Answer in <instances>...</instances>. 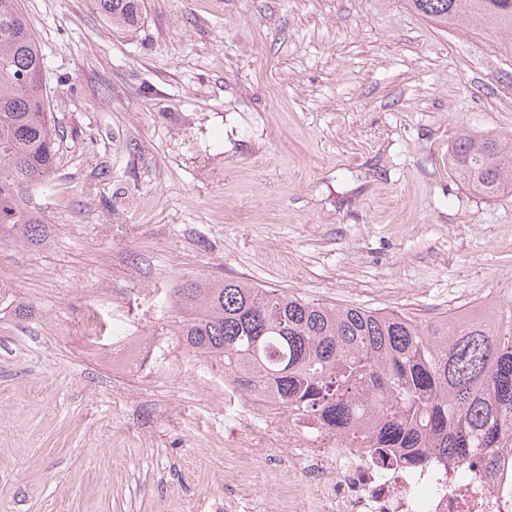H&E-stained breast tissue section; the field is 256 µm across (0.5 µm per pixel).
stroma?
I'll return each instance as SVG.
<instances>
[{"label": "stroma", "mask_w": 512, "mask_h": 512, "mask_svg": "<svg viewBox=\"0 0 512 512\" xmlns=\"http://www.w3.org/2000/svg\"><path fill=\"white\" fill-rule=\"evenodd\" d=\"M20 4L60 141L33 191L47 242L0 244L36 310L0 312V512H198L287 483L223 369L160 334L194 276L422 321L512 296V194L448 163L463 130L512 142L506 33L406 0H143L132 32L93 0Z\"/></svg>", "instance_id": "stroma-1"}]
</instances>
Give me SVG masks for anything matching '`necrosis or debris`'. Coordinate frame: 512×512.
<instances>
[{"label":"necrosis or debris","instance_id":"obj_1","mask_svg":"<svg viewBox=\"0 0 512 512\" xmlns=\"http://www.w3.org/2000/svg\"><path fill=\"white\" fill-rule=\"evenodd\" d=\"M277 433L287 448L289 471L299 476L280 491L278 505L286 512H512L511 457L493 471L472 458L470 483L421 498L416 488L451 471V463L437 458L417 470L380 467L357 448H312L285 423Z\"/></svg>","mask_w":512,"mask_h":512}]
</instances>
